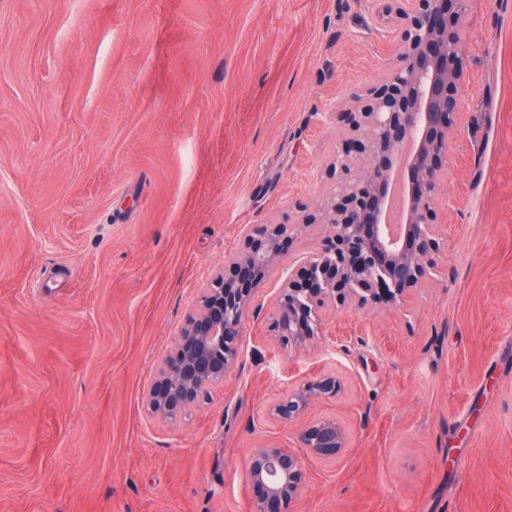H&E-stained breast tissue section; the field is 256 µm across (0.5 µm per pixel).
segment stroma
Wrapping results in <instances>:
<instances>
[{"instance_id":"1","label":"stroma","mask_w":512,"mask_h":512,"mask_svg":"<svg viewBox=\"0 0 512 512\" xmlns=\"http://www.w3.org/2000/svg\"><path fill=\"white\" fill-rule=\"evenodd\" d=\"M439 250L403 305L305 348L255 294L239 365L175 423L143 391L242 225L315 212L352 94L397 59L371 0H0V512H250L270 414L333 372L350 446L302 512H512V0H470Z\"/></svg>"}]
</instances>
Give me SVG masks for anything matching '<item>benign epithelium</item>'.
<instances>
[{"label":"benign epithelium","mask_w":512,"mask_h":512,"mask_svg":"<svg viewBox=\"0 0 512 512\" xmlns=\"http://www.w3.org/2000/svg\"><path fill=\"white\" fill-rule=\"evenodd\" d=\"M381 12L402 28L398 64L366 95L351 99L331 168L336 181L322 198L323 247L287 262L280 243L301 224L269 222L242 229L261 235L265 250L229 255L200 292L169 353L144 392L146 411L169 422L200 406L240 359L245 317L271 270L288 265L273 299L280 343L298 350L321 329L326 310L396 306L428 278L439 249L435 196L448 142L457 133L459 101L467 92L461 25L466 0H380ZM343 391L334 373L296 383L272 409L293 424L316 402ZM299 454L277 443L250 451L251 512H299L309 479L304 459L329 460L347 447L333 417L297 433Z\"/></svg>","instance_id":"obj_1"}]
</instances>
